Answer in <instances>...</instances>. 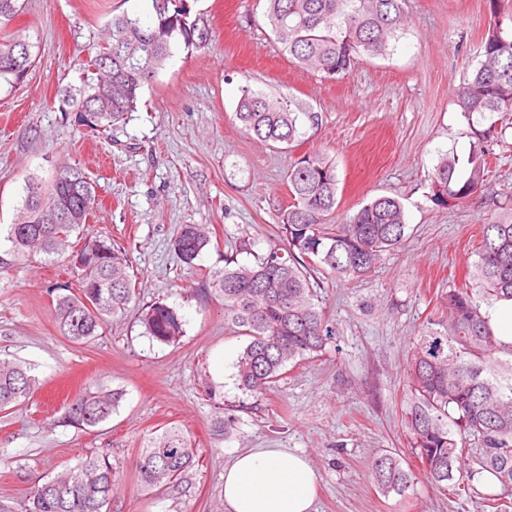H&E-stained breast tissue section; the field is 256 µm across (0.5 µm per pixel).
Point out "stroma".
<instances>
[{"instance_id": "35a3bbf8", "label": "stroma", "mask_w": 512, "mask_h": 512, "mask_svg": "<svg viewBox=\"0 0 512 512\" xmlns=\"http://www.w3.org/2000/svg\"><path fill=\"white\" fill-rule=\"evenodd\" d=\"M265 7V0H194L209 41L173 43L137 111L103 133L76 121L63 92L81 86L112 16L151 22L149 0H25L12 21L40 55L23 84L0 86V358L24 363L37 380L20 410L0 416V505L8 512H25L35 480L98 451L111 453L117 469L107 512H215L224 468L247 448L306 456L319 477L317 512H481L477 498L423 480L406 496L382 495L370 463L381 450L407 449L406 353L423 322L447 316L449 289L478 259L481 225L512 213V112L491 127L467 120L454 96L481 59L490 21L484 0H406L409 24L390 54L363 59L338 81L301 68L276 44ZM246 87L318 112V129L291 149L257 140L235 115ZM484 129L489 172L481 191L462 204L435 205L440 158L467 159ZM309 152L336 164V219L396 196L406 237L367 276L340 279L316 267L334 342L270 389L246 394L236 362L248 339L225 322L205 276L283 246L279 226L292 203L286 173ZM63 162L95 183L90 228L125 247L137 289L125 316L83 345L64 338L53 316L52 290L75 282L73 265L41 254L16 258L6 239L27 180L49 179ZM184 224L206 225L212 239L191 268L170 246ZM156 301L183 316L178 343L145 336L138 316ZM220 347L219 380L211 356ZM99 383L123 389L117 412L94 427L66 422V404ZM227 416L233 432L217 435L215 422ZM174 423L190 436L199 465L179 493L141 494V446Z\"/></svg>"}]
</instances>
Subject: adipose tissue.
Here are the masks:
<instances>
[{
  "label": "adipose tissue",
  "instance_id": "obj_1",
  "mask_svg": "<svg viewBox=\"0 0 512 512\" xmlns=\"http://www.w3.org/2000/svg\"><path fill=\"white\" fill-rule=\"evenodd\" d=\"M318 476L286 448H250L224 470L225 512H315Z\"/></svg>",
  "mask_w": 512,
  "mask_h": 512
}]
</instances>
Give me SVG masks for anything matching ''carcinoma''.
<instances>
[{
	"label": "carcinoma",
	"mask_w": 512,
	"mask_h": 512,
	"mask_svg": "<svg viewBox=\"0 0 512 512\" xmlns=\"http://www.w3.org/2000/svg\"><path fill=\"white\" fill-rule=\"evenodd\" d=\"M154 21L145 26L122 13L108 24L106 41L87 64L91 76L67 91L76 118L93 130H107L136 111L142 88L171 56V46L207 41V19L190 17L189 0H151ZM406 0H266V17L283 50L303 68L324 78L350 75L366 57L387 54L407 26ZM490 24L481 42L482 60L455 91L467 117L490 118L512 112V9L503 0H485ZM24 9L23 0H0V81H25L36 44L8 24ZM237 118L262 142L293 147L316 128L320 116L309 108L271 99L246 88ZM487 128L473 143L465 165L445 157L435 167L434 201L464 202L482 187L488 172ZM293 204L282 216L284 252L271 250L253 265L217 269L206 290L224 304V321L249 338L236 363L239 388L261 393L278 382L288 365L319 357L336 336L320 307L306 259L313 256L340 278L366 276L382 253L397 248L407 224L399 198L380 196L340 224L336 211L338 177L334 161L320 153L302 155L288 169ZM95 202V185L81 168L58 166L50 184L31 178L8 241L14 256L68 255L78 270L76 288L58 287L54 311L59 332L84 344L100 336L108 322L126 314L136 301L129 259L112 239L86 233ZM69 218L59 219L62 210ZM77 235L81 248L71 242ZM211 237L201 224H185L172 242L188 266L208 248ZM512 300V217L482 227L478 260L469 282L448 290V319L430 320L414 337L407 355V389L401 401V427L409 451L426 480L457 494H470L476 476L496 478L479 494L483 512H512V345L494 336L483 310ZM145 334L163 344L184 336L179 311L155 301L142 308ZM36 379L23 364L0 360V412L11 414L33 392ZM120 388H87L69 404L65 418L97 426L117 411ZM197 454L177 425L143 442L135 461L140 490L149 495L175 492L196 465ZM403 455L383 451L371 463L378 490L405 495L415 476ZM116 468L101 451L80 459L47 479L34 482L28 512H102L112 498Z\"/></svg>",
	"instance_id": "obj_1"
}]
</instances>
